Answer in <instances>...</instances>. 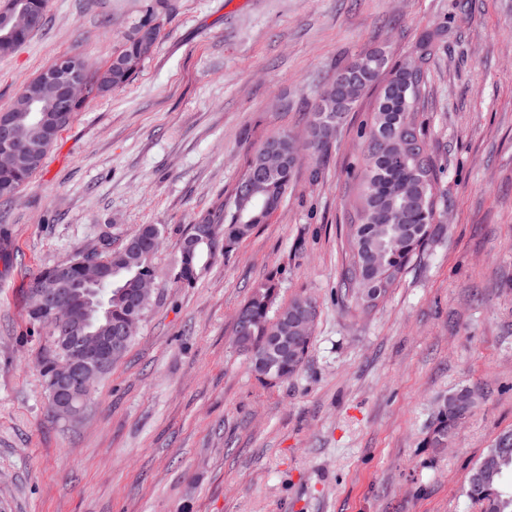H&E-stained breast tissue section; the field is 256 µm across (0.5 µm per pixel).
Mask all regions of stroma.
I'll return each instance as SVG.
<instances>
[{"instance_id": "stroma-1", "label": "stroma", "mask_w": 512, "mask_h": 512, "mask_svg": "<svg viewBox=\"0 0 512 512\" xmlns=\"http://www.w3.org/2000/svg\"><path fill=\"white\" fill-rule=\"evenodd\" d=\"M146 0H48L0 56V110L56 58L104 68ZM152 55L90 97L15 200H0V512H480L474 465L512 434V0H170ZM440 30L421 116L441 221L400 281L363 310L345 283L364 167L362 97L286 202L190 288L170 271L194 220L222 209L260 144L305 139L348 58H403ZM143 224L166 238L159 302L75 420L52 419L26 287ZM310 297L293 378L260 383L233 345L253 287ZM475 392L447 448L424 447L444 397Z\"/></svg>"}]
</instances>
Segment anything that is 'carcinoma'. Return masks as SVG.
Listing matches in <instances>:
<instances>
[{
	"instance_id": "1",
	"label": "carcinoma",
	"mask_w": 512,
	"mask_h": 512,
	"mask_svg": "<svg viewBox=\"0 0 512 512\" xmlns=\"http://www.w3.org/2000/svg\"><path fill=\"white\" fill-rule=\"evenodd\" d=\"M18 13H46L47 0H9ZM157 18L155 7L146 8L144 15L124 38L121 50L143 64L151 55L160 29L153 36L139 40L144 22ZM434 38L422 37L409 55L420 61L422 71L414 84H409L403 67L396 62L388 65L385 52L374 49L357 56L342 66L333 79L325 83L324 107L314 106L309 117L306 142L313 155L309 166L311 180L322 177V163L335 136L339 113L350 112L366 92L380 87L369 132L365 142V172L354 213L351 217V261L346 271V283L361 307L374 308L395 285L413 257L433 234L439 223L441 191L440 169L429 152L427 132L419 114L429 103L427 72L433 58ZM135 76L133 71L118 72L110 67L93 71L88 76V95H106L124 88ZM19 139H25L32 129L25 103L16 96L12 106ZM279 146L287 160L283 165L251 185V198L238 202L236 183L224 209L199 217L190 233L201 231L206 241L193 252L180 246V256L173 269V281L181 287H191L210 264L227 257L235 246L258 224L276 211L293 187L300 161L292 158L297 139L287 131L268 137L253 153L241 176L246 179L255 170L265 167V148ZM33 170L22 168L10 175H0V199L9 200L28 183ZM164 242V225L143 224L128 236L122 246L100 256V263L88 267L82 256L76 255L67 265L78 283L89 281L92 309H87L80 297L70 298L66 307L69 315L61 323L51 317L45 301L33 288H28L27 316L31 324L46 331L45 345L36 362L46 394L55 386V363L58 357L72 353L77 343L62 344L67 327H77L90 321L89 330L98 336H110L112 330L131 316L144 320L151 310L154 297L139 298L137 288L145 276H156L154 259ZM277 283L273 277L255 287L238 310L234 324V343L248 356L255 376L262 381L288 379L301 369L311 342L316 318V306L305 296H297L280 306L275 316ZM301 309L311 310L308 327L300 329L288 314ZM133 337L112 341V360L97 371V377L107 374L124 355ZM475 405L474 394L466 387L454 391L439 408L431 423L425 445L440 449L452 436L457 423L469 416ZM512 439L505 447L489 448L473 468L465 488L467 498L478 503L482 512H512Z\"/></svg>"
}]
</instances>
